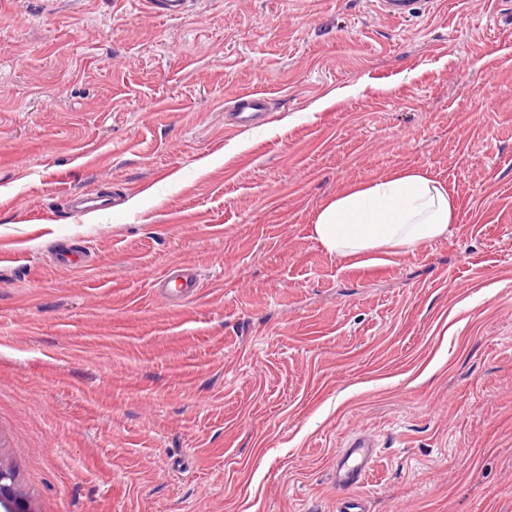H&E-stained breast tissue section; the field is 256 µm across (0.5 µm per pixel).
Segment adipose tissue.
<instances>
[{
  "label": "adipose tissue",
  "instance_id": "adipose-tissue-1",
  "mask_svg": "<svg viewBox=\"0 0 512 512\" xmlns=\"http://www.w3.org/2000/svg\"><path fill=\"white\" fill-rule=\"evenodd\" d=\"M457 211L445 182L408 169L337 193L318 210L312 231L328 253L341 258L383 248L401 255L447 237Z\"/></svg>",
  "mask_w": 512,
  "mask_h": 512
}]
</instances>
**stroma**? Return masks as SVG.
<instances>
[{
    "instance_id": "stroma-1",
    "label": "stroma",
    "mask_w": 512,
    "mask_h": 512,
    "mask_svg": "<svg viewBox=\"0 0 512 512\" xmlns=\"http://www.w3.org/2000/svg\"><path fill=\"white\" fill-rule=\"evenodd\" d=\"M263 91L264 125L224 114ZM422 167L448 238H314ZM120 206L82 215L68 195ZM84 251L82 268L55 253ZM195 268L189 302L152 283ZM512 512V0H0V463L30 512ZM188 0H144L145 12L151 17L180 18L185 14ZM421 4L420 0H382L379 2L381 11L391 19H405L411 17L418 5ZM376 457L375 443L366 435L353 438L336 454L333 476L336 489L342 492L338 512H368L366 500L354 490L363 483Z\"/></svg>"
}]
</instances>
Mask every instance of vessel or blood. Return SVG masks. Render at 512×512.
Returning <instances> with one entry per match:
<instances>
[{
    "label": "vessel or blood",
    "mask_w": 512,
    "mask_h": 512,
    "mask_svg": "<svg viewBox=\"0 0 512 512\" xmlns=\"http://www.w3.org/2000/svg\"><path fill=\"white\" fill-rule=\"evenodd\" d=\"M420 0H381L380 8L392 19L411 17L417 10ZM149 16L175 19L185 14L188 0H143ZM267 112V96L261 91L238 93L234 98L230 114L232 126L253 128L263 125ZM74 213H88L111 208L108 198L94 193H85L67 201ZM154 286L164 303L187 302L194 299L199 291L197 275L183 266L158 278ZM377 457V450L371 437L360 435L350 440L336 455L333 468L334 482L341 496L338 512H367V502L357 495L356 490L363 483Z\"/></svg>",
    "instance_id": "vessel-or-blood-1"
}]
</instances>
